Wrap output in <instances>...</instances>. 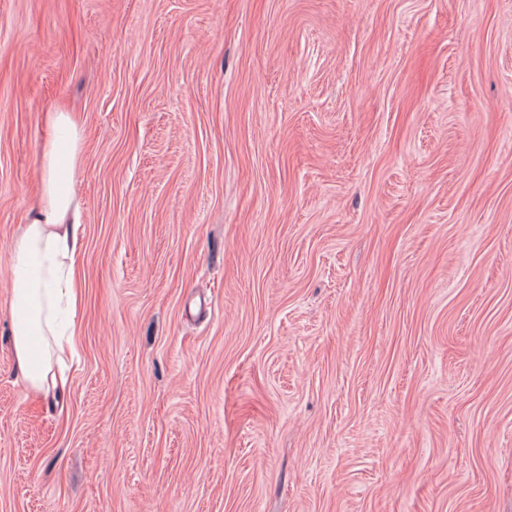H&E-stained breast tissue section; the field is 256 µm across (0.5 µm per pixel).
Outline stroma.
Segmentation results:
<instances>
[{"label": "stroma", "instance_id": "obj_1", "mask_svg": "<svg viewBox=\"0 0 512 512\" xmlns=\"http://www.w3.org/2000/svg\"><path fill=\"white\" fill-rule=\"evenodd\" d=\"M58 106L41 399L11 259ZM0 512H512V0H0ZM43 128L37 216L15 244L10 317L18 368L29 390L46 398L67 387L52 362L63 336L71 342L78 328L75 243L81 224L74 178L82 132L75 117L61 110L45 112Z\"/></svg>", "mask_w": 512, "mask_h": 512}]
</instances>
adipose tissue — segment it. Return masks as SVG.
<instances>
[{
    "label": "adipose tissue",
    "mask_w": 512,
    "mask_h": 512,
    "mask_svg": "<svg viewBox=\"0 0 512 512\" xmlns=\"http://www.w3.org/2000/svg\"><path fill=\"white\" fill-rule=\"evenodd\" d=\"M43 128L37 215L15 244L10 317L18 368L29 390L45 398L67 387L66 377L53 370V357L78 328L75 243L81 224L74 178L82 132L61 110L45 113Z\"/></svg>",
    "instance_id": "obj_1"
}]
</instances>
